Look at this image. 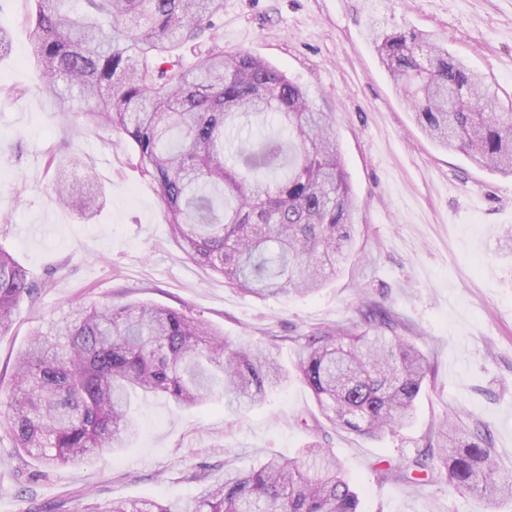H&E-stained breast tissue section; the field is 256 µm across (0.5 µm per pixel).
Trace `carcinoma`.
I'll return each mask as SVG.
<instances>
[{
  "label": "carcinoma",
  "mask_w": 512,
  "mask_h": 512,
  "mask_svg": "<svg viewBox=\"0 0 512 512\" xmlns=\"http://www.w3.org/2000/svg\"><path fill=\"white\" fill-rule=\"evenodd\" d=\"M29 20L40 89L58 111L129 138L157 185L171 234L197 264L259 298L308 294L340 270L354 247L355 198L336 148L335 118L316 109L285 73L243 50L224 51L214 19L224 0H36ZM378 58L423 133L480 167L512 175V112L437 37L373 31ZM199 49L193 64L180 51ZM276 116L277 128L226 151V132ZM57 202L82 216L100 203L95 177L55 169ZM35 289L0 250V335ZM366 327L306 338L290 374L260 348L233 347L182 311L80 304L33 334L14 366L0 423L14 447L44 467L77 466L138 433L136 395L178 407L214 397L245 414L295 376L333 426L376 438L405 426L427 377V358L392 334L372 308ZM382 479L444 480L461 497L512 502V475L496 466L488 436L442 423L436 441ZM105 512H360L336 453L311 442L224 471L182 507L121 499Z\"/></svg>",
  "instance_id": "1"
}]
</instances>
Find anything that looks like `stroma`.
<instances>
[{
	"label": "stroma",
	"mask_w": 512,
	"mask_h": 512,
	"mask_svg": "<svg viewBox=\"0 0 512 512\" xmlns=\"http://www.w3.org/2000/svg\"><path fill=\"white\" fill-rule=\"evenodd\" d=\"M34 0H0L12 50L0 59V249L36 289L0 335V400L12 390L16 355L34 331L71 304H148L180 310L236 346L270 347L284 368L299 337L358 322L362 304L398 317L399 335L431 372L409 425L369 438L326 426L361 512H512V505L449 493L447 484L406 487L380 479L379 462L413 455L442 418L487 428L492 452L512 473V177L440 147L421 131L380 64L371 29L437 34L512 103V0H224L225 50H244L307 90L334 113L336 145L359 206L355 250L317 293L259 299L189 260L171 235L154 181L134 145L43 95L27 18ZM76 160L105 197L93 217L59 207L49 160ZM139 432L119 452H94L78 467L42 472L0 426V512H83L113 499L188 502L193 471L250 469L268 455L293 457L313 439L321 413L292 379L252 411L222 401L179 408L139 401Z\"/></svg>",
	"instance_id": "35a3bbf8"
}]
</instances>
